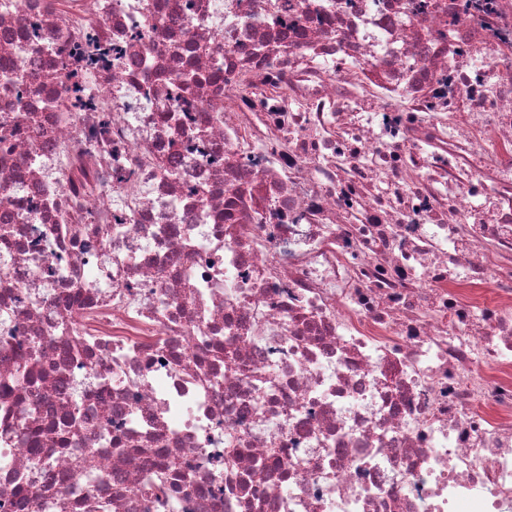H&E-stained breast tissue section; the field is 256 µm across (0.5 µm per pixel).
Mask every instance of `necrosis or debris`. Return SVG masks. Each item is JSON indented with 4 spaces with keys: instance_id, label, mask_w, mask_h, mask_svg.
Segmentation results:
<instances>
[{
    "instance_id": "necrosis-or-debris-1",
    "label": "necrosis or debris",
    "mask_w": 512,
    "mask_h": 512,
    "mask_svg": "<svg viewBox=\"0 0 512 512\" xmlns=\"http://www.w3.org/2000/svg\"><path fill=\"white\" fill-rule=\"evenodd\" d=\"M1 136L0 512H512V0H0Z\"/></svg>"
}]
</instances>
